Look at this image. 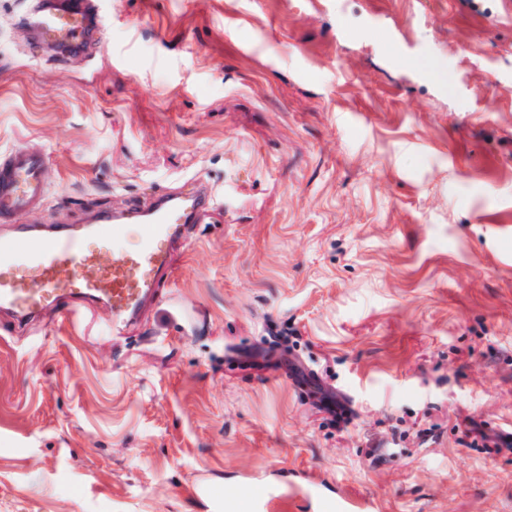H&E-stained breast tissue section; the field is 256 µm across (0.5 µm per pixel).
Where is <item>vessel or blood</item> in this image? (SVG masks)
Listing matches in <instances>:
<instances>
[{
	"instance_id": "obj_1",
	"label": "vessel or blood",
	"mask_w": 512,
	"mask_h": 512,
	"mask_svg": "<svg viewBox=\"0 0 512 512\" xmlns=\"http://www.w3.org/2000/svg\"><path fill=\"white\" fill-rule=\"evenodd\" d=\"M31 39L60 65L90 55L103 38L97 0H34L25 18ZM49 196L43 154L16 148L0 154V219L39 210ZM215 203L204 184L172 190L126 212L100 211L73 230L20 233L0 239V311L21 321L53 310L78 315L105 306L113 331L128 326L145 300L172 278L173 241ZM281 487L267 484L244 512H268ZM318 512H357L358 502L308 490Z\"/></svg>"
}]
</instances>
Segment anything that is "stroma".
I'll return each instance as SVG.
<instances>
[{
    "instance_id": "stroma-1",
    "label": "stroma",
    "mask_w": 512,
    "mask_h": 512,
    "mask_svg": "<svg viewBox=\"0 0 512 512\" xmlns=\"http://www.w3.org/2000/svg\"><path fill=\"white\" fill-rule=\"evenodd\" d=\"M99 2L58 67L0 0V152L51 182L0 235L217 208L121 335L0 314V512H512V0ZM281 487L278 484H266L256 491L242 506L247 512H267L269 506L280 499ZM309 497L315 502L316 508L323 512H355L360 509V504L345 496H337L336 499L326 497L320 485L309 488Z\"/></svg>"
}]
</instances>
